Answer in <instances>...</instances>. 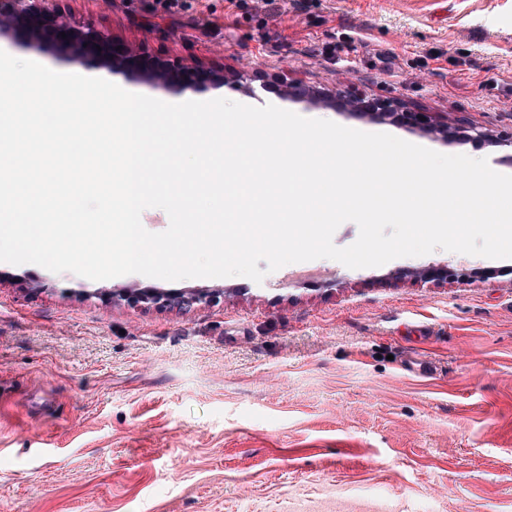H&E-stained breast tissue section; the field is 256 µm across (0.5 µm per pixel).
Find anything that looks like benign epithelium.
Listing matches in <instances>:
<instances>
[{"label": "benign epithelium", "instance_id": "benign-epithelium-1", "mask_svg": "<svg viewBox=\"0 0 512 512\" xmlns=\"http://www.w3.org/2000/svg\"><path fill=\"white\" fill-rule=\"evenodd\" d=\"M56 0H0V31L14 23L29 22L35 42L58 44L71 51V58L82 66L101 67L111 64L112 72L141 74L149 79L166 80L173 76L185 88L197 91L222 87L229 84L224 79V69L193 62L171 72L170 64L156 58L141 47L121 43L103 29L68 19L55 7ZM356 107L370 115L411 128L437 131L443 136L452 134L449 126L435 127L427 112H405L386 101L365 103L353 99ZM151 300L162 304L171 300L181 305L201 302L204 297L194 294L164 295L144 290L130 298L132 302Z\"/></svg>", "mask_w": 512, "mask_h": 512}]
</instances>
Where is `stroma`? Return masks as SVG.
<instances>
[{
	"instance_id": "obj_1",
	"label": "stroma",
	"mask_w": 512,
	"mask_h": 512,
	"mask_svg": "<svg viewBox=\"0 0 512 512\" xmlns=\"http://www.w3.org/2000/svg\"><path fill=\"white\" fill-rule=\"evenodd\" d=\"M172 66L245 65L265 95L512 175V0H60ZM0 50L85 74L24 36ZM502 138L353 114L354 95ZM93 281L0 262V512H512V259ZM446 267L448 281H425ZM140 288L217 292L131 305Z\"/></svg>"
}]
</instances>
